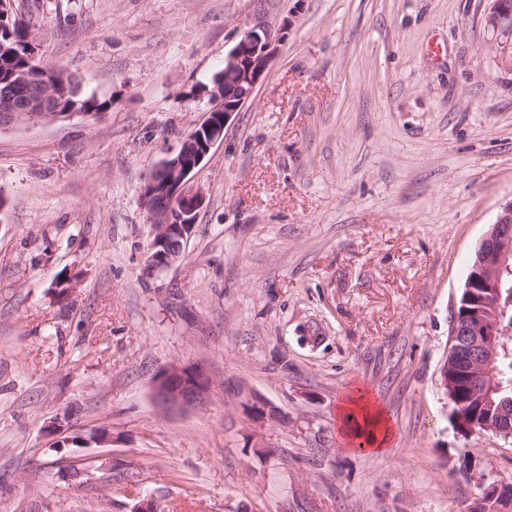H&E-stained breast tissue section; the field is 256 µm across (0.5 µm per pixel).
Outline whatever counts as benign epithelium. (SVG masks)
I'll return each mask as SVG.
<instances>
[{"label": "benign epithelium", "mask_w": 512, "mask_h": 512, "mask_svg": "<svg viewBox=\"0 0 512 512\" xmlns=\"http://www.w3.org/2000/svg\"><path fill=\"white\" fill-rule=\"evenodd\" d=\"M485 25L512 36V0H491L484 17ZM274 39L261 24L246 29L224 58L221 84L210 96L215 106L208 117L179 144L144 185L142 198L151 216L153 235L147 248L143 270L155 275L176 263L182 251L167 248L169 240L186 241L192 234L203 196L186 190L191 174L222 140L224 128L232 115L240 111L253 89L266 73L274 55ZM23 83L0 93V121H36L65 116L59 105V90L65 77L48 71L35 82L27 75ZM512 267V201L504 204L494 224L479 243L465 287L469 291L483 288L492 293L500 287L501 274ZM499 326L496 316L483 309L471 319L453 320L451 336L463 342L464 356L457 370L470 377L475 394L491 397L497 386L496 358ZM208 390L204 375L175 363L160 371L154 381L157 402L166 409L182 410L203 402Z\"/></svg>", "instance_id": "7a95c632"}]
</instances>
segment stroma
<instances>
[{
    "mask_svg": "<svg viewBox=\"0 0 512 512\" xmlns=\"http://www.w3.org/2000/svg\"><path fill=\"white\" fill-rule=\"evenodd\" d=\"M490 0H13L97 115L0 126V512H474L512 439L440 382L474 252L512 201V67ZM278 43L144 277L141 188L242 31ZM210 380L163 409L157 372ZM394 431L347 449L343 397ZM261 400L277 416L254 420ZM110 442H98L100 431Z\"/></svg>",
    "mask_w": 512,
    "mask_h": 512,
    "instance_id": "stroma-1",
    "label": "stroma"
}]
</instances>
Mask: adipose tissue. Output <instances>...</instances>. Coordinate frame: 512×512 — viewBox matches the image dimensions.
Wrapping results in <instances>:
<instances>
[{
	"label": "adipose tissue",
	"mask_w": 512,
	"mask_h": 512,
	"mask_svg": "<svg viewBox=\"0 0 512 512\" xmlns=\"http://www.w3.org/2000/svg\"><path fill=\"white\" fill-rule=\"evenodd\" d=\"M338 416L343 442L350 450L381 454L390 447V422L365 390L351 391L339 405Z\"/></svg>",
	"instance_id": "obj_1"
}]
</instances>
